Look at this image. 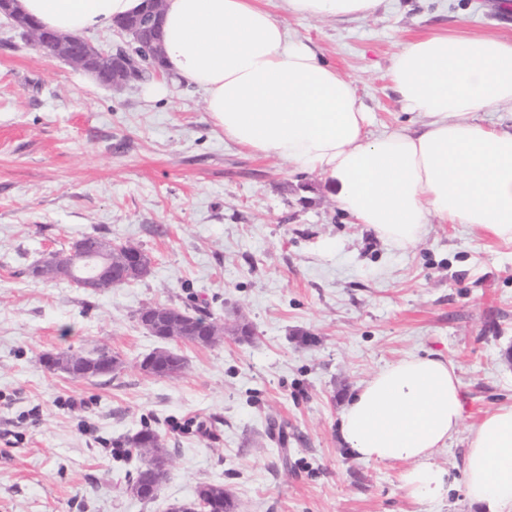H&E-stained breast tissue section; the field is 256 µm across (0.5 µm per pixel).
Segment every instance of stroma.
<instances>
[{"label": "stroma", "mask_w": 512, "mask_h": 512, "mask_svg": "<svg viewBox=\"0 0 512 512\" xmlns=\"http://www.w3.org/2000/svg\"><path fill=\"white\" fill-rule=\"evenodd\" d=\"M263 4L354 80L378 129L419 122L386 78L402 35L512 36V0H384L367 20ZM161 83L99 86L0 17V512H170L202 482L223 484L236 512H480L462 471L470 433L512 404V244L433 224L395 249L320 175L226 140L200 87L155 93ZM89 235L135 244L149 275L102 295L29 277ZM154 304L224 325L211 345L174 343L187 364L173 378L140 368L162 345L136 319ZM100 347L120 360L106 377L41 361ZM428 352L454 363L464 407L435 455L451 488L431 502L402 489L408 463L360 461L339 434L355 389ZM271 415L287 447L268 437ZM191 420L216 436L185 432ZM145 423L164 435L170 472L151 502L127 490L138 459L115 455Z\"/></svg>", "instance_id": "35a3bbf8"}]
</instances>
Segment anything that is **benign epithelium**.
Here are the masks:
<instances>
[{
  "label": "benign epithelium",
  "instance_id": "7a95c632",
  "mask_svg": "<svg viewBox=\"0 0 512 512\" xmlns=\"http://www.w3.org/2000/svg\"><path fill=\"white\" fill-rule=\"evenodd\" d=\"M162 14V0H147L144 13L146 27L156 26L162 19ZM2 15L13 26L27 30L39 43L47 47L51 56L113 90H121L138 82L132 68V56H138L143 63L163 57V46L158 36H141L134 44L128 41L133 26L138 22L136 18L114 28L122 37V42L104 50L79 35H63L31 23L22 11L19 0H0V16ZM121 252L124 253L123 261L118 265L112 263V254ZM150 266V259L137 247L90 236L78 240L67 255L56 251L46 252L36 269V275L40 279L51 276L69 280L85 290L106 294L129 278L146 275ZM140 322L151 334L160 325L167 327L172 335L184 334L183 322L169 309L158 305L144 307L140 312Z\"/></svg>",
  "mask_w": 512,
  "mask_h": 512
}]
</instances>
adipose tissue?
<instances>
[{
  "label": "adipose tissue",
  "instance_id": "obj_1",
  "mask_svg": "<svg viewBox=\"0 0 512 512\" xmlns=\"http://www.w3.org/2000/svg\"><path fill=\"white\" fill-rule=\"evenodd\" d=\"M382 2L282 0L292 15L336 19L370 18ZM20 3L42 25L78 34L111 29L141 0ZM163 18L164 73L205 90L226 139L323 176L354 223L398 249L421 242L435 219L512 243V129L480 120L512 110V39L431 33L404 41L388 79L423 123L376 133L354 81L260 0H165ZM462 419L455 366L430 352L391 363L357 388L340 431L359 460L408 463L406 493L436 499L448 474L432 458ZM463 483L487 512H512V405L471 432Z\"/></svg>",
  "mask_w": 512,
  "mask_h": 512
}]
</instances>
